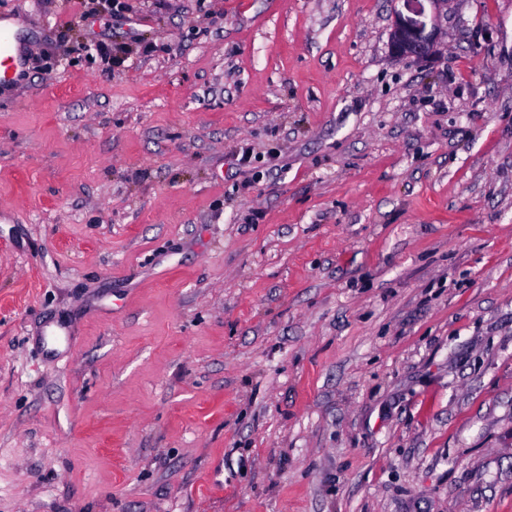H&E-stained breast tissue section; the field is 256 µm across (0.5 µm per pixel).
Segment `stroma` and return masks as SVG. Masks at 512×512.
<instances>
[{
	"mask_svg": "<svg viewBox=\"0 0 512 512\" xmlns=\"http://www.w3.org/2000/svg\"><path fill=\"white\" fill-rule=\"evenodd\" d=\"M127 2L0 0V512H512V0ZM446 0H404L407 14L397 10L390 33L392 51L403 58H425L434 52L438 29L434 16L429 20L424 2L436 10ZM14 36L0 27V81H8L15 70L17 57L14 54Z\"/></svg>",
	"mask_w": 512,
	"mask_h": 512,
	"instance_id": "35a3bbf8",
	"label": "stroma"
}]
</instances>
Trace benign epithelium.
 I'll list each match as a JSON object with an SVG mask.
<instances>
[{
  "label": "benign epithelium",
  "mask_w": 512,
  "mask_h": 512,
  "mask_svg": "<svg viewBox=\"0 0 512 512\" xmlns=\"http://www.w3.org/2000/svg\"><path fill=\"white\" fill-rule=\"evenodd\" d=\"M437 7L444 0H403L404 11H396L390 33L392 51L403 58H425L434 52L438 29L428 18L425 3Z\"/></svg>",
  "instance_id": "1"
}]
</instances>
